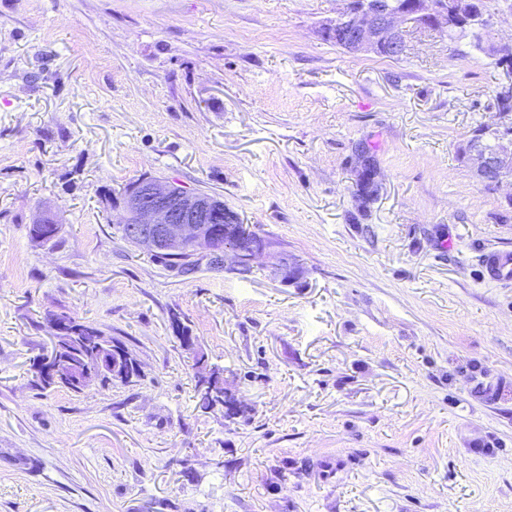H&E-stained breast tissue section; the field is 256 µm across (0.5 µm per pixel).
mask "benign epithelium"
<instances>
[{
  "label": "benign epithelium",
  "instance_id": "7a95c632",
  "mask_svg": "<svg viewBox=\"0 0 512 512\" xmlns=\"http://www.w3.org/2000/svg\"><path fill=\"white\" fill-rule=\"evenodd\" d=\"M388 0H357V7L341 8L320 31L336 37L337 46L349 54H375L396 58L406 51L405 25L429 27L448 16L467 23L485 19L484 0H404L398 10ZM489 52L501 60L505 79L501 97L512 100V59L493 44ZM464 154L473 161L480 185L512 186V128L499 124L468 142ZM119 223L136 247L157 255L175 256L184 250L220 261L238 274L250 273L266 250L262 240H237L235 220L224 201L203 195L166 178L141 179L129 189L119 209Z\"/></svg>",
  "mask_w": 512,
  "mask_h": 512
}]
</instances>
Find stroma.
Returning a JSON list of instances; mask_svg holds the SVG:
<instances>
[{"label": "stroma", "instance_id": "35a3bbf8", "mask_svg": "<svg viewBox=\"0 0 512 512\" xmlns=\"http://www.w3.org/2000/svg\"><path fill=\"white\" fill-rule=\"evenodd\" d=\"M342 6L0 0V512H512V283L481 262L512 251V189L461 154L512 125L501 71L411 24L402 59L348 54L319 35ZM146 173L223 199L256 271L123 239L109 195ZM51 313L139 378L36 387ZM176 317L247 418L197 410ZM57 224L54 214L51 210L40 212L34 219L33 224L29 225V236L36 243H46L54 239V230L50 224ZM41 224V225H37Z\"/></svg>", "mask_w": 512, "mask_h": 512}]
</instances>
